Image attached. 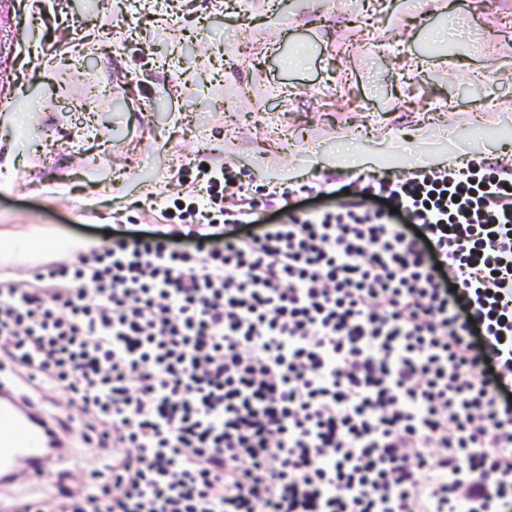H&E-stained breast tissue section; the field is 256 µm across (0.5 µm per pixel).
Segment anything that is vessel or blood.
<instances>
[{"label":"vessel or blood","instance_id":"b4317fda","mask_svg":"<svg viewBox=\"0 0 512 512\" xmlns=\"http://www.w3.org/2000/svg\"><path fill=\"white\" fill-rule=\"evenodd\" d=\"M64 434L42 409L19 397L13 380L0 372V495L17 485H54L71 452Z\"/></svg>","mask_w":512,"mask_h":512}]
</instances>
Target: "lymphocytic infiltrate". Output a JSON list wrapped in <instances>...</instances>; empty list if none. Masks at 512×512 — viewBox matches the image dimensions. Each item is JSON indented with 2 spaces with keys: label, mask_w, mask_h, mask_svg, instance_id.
<instances>
[{
  "label": "lymphocytic infiltrate",
  "mask_w": 512,
  "mask_h": 512,
  "mask_svg": "<svg viewBox=\"0 0 512 512\" xmlns=\"http://www.w3.org/2000/svg\"><path fill=\"white\" fill-rule=\"evenodd\" d=\"M153 233L0 277V366L97 439L23 512H507L512 166L256 223L204 170ZM65 394L59 404L57 394Z\"/></svg>",
  "instance_id": "f902f5d3"
}]
</instances>
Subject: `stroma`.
<instances>
[{
    "instance_id": "obj_1",
    "label": "stroma",
    "mask_w": 512,
    "mask_h": 512,
    "mask_svg": "<svg viewBox=\"0 0 512 512\" xmlns=\"http://www.w3.org/2000/svg\"><path fill=\"white\" fill-rule=\"evenodd\" d=\"M449 3L0 0V235L163 229L168 197L204 198V165L229 166L256 205L284 183L269 220L334 208L371 175L332 166L342 142L392 140L404 168L512 163V0H467L465 40L438 48L426 31ZM100 81L111 104L84 94Z\"/></svg>"
}]
</instances>
